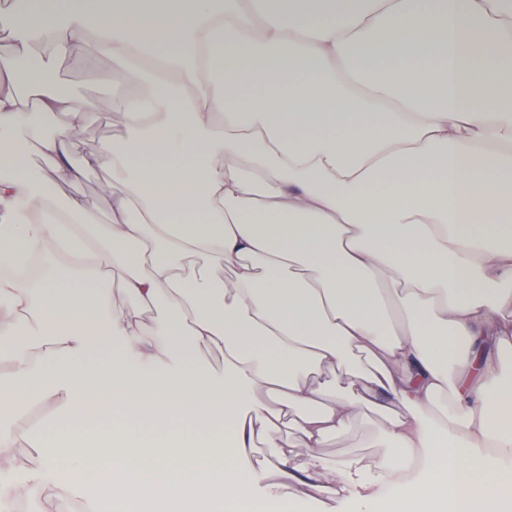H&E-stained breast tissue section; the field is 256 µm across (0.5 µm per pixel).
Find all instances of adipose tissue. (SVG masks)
I'll return each mask as SVG.
<instances>
[{"mask_svg":"<svg viewBox=\"0 0 512 512\" xmlns=\"http://www.w3.org/2000/svg\"><path fill=\"white\" fill-rule=\"evenodd\" d=\"M0 28V267L44 257L0 278V464L49 448L39 512L82 486L230 508L258 447L272 486L360 512L512 491L491 357L512 346V0H15ZM76 52L142 91L115 94L125 136L88 153L93 103L58 90ZM34 146L75 181L111 170L108 223L57 200ZM33 379L63 414L17 408ZM370 411L380 459L317 455ZM86 419L91 449L67 436ZM198 424L223 439L178 437Z\"/></svg>","mask_w":512,"mask_h":512,"instance_id":"1","label":"adipose tissue"}]
</instances>
